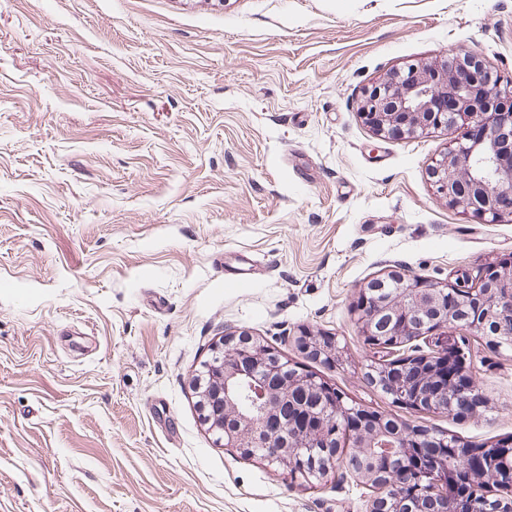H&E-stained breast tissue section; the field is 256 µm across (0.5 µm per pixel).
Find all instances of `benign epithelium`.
<instances>
[{
    "instance_id": "obj_1",
    "label": "benign epithelium",
    "mask_w": 512,
    "mask_h": 512,
    "mask_svg": "<svg viewBox=\"0 0 512 512\" xmlns=\"http://www.w3.org/2000/svg\"><path fill=\"white\" fill-rule=\"evenodd\" d=\"M358 115L382 138L419 136L431 130L454 129L458 136L448 152L428 169L436 197L451 210L468 213L486 223L512 217V77L505 76L477 52L451 51L445 58L410 63L369 86L362 94ZM377 288H389L384 302L370 296ZM454 298L445 305V298ZM359 302L353 306L359 330L377 354L372 362V386L396 404L409 409L446 412L453 409L451 392H422L406 382L403 372L419 363L439 364L453 353L458 372L465 374L461 329L471 330L497 348H512V258L479 265L472 275L445 284L407 275L390 266L361 285ZM393 326L387 336L374 332L378 320ZM428 346L406 349L416 340ZM300 349L310 358L332 363L339 359L335 338L323 344L310 335L298 337ZM271 348L246 330L227 333L214 345L201 371L210 382L194 384L201 410L211 407L217 415L203 414L204 425L221 435L224 448L261 446L260 460L298 479L299 459L315 448H326L346 422L357 414L364 426L357 431L356 447L369 450L383 438L390 439L394 464L386 479L371 471L340 470L335 458L312 471L315 482L331 475L348 479L374 492L367 512H399V493L440 494L448 500L437 473L455 460L444 454L428 471L413 466L410 448L416 442L427 448H448V437L410 426L397 436L379 427V417L365 408L349 405L343 395L326 382L299 370L288 375L280 388L269 386ZM465 385L475 415L485 400L473 375ZM307 386L322 398L323 408L313 429L300 430L280 421L288 407V390ZM234 420L230 429L224 423ZM485 452L487 464L470 475L469 512H489L491 498L512 512V442L501 441Z\"/></svg>"
}]
</instances>
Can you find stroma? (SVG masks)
<instances>
[{"mask_svg":"<svg viewBox=\"0 0 512 512\" xmlns=\"http://www.w3.org/2000/svg\"><path fill=\"white\" fill-rule=\"evenodd\" d=\"M456 49L512 76V0H0V512H365L353 482L215 443L192 380L235 330L350 405L512 440V350L471 337L479 415L411 410L367 382L352 310L387 266L445 283L512 256V218L432 190L456 131L357 114ZM327 340V343L323 344L314 336L301 335L298 337V345L310 358L332 363L339 359L341 347L334 337H329Z\"/></svg>","mask_w":512,"mask_h":512,"instance_id":"35a3bbf8","label":"stroma"}]
</instances>
